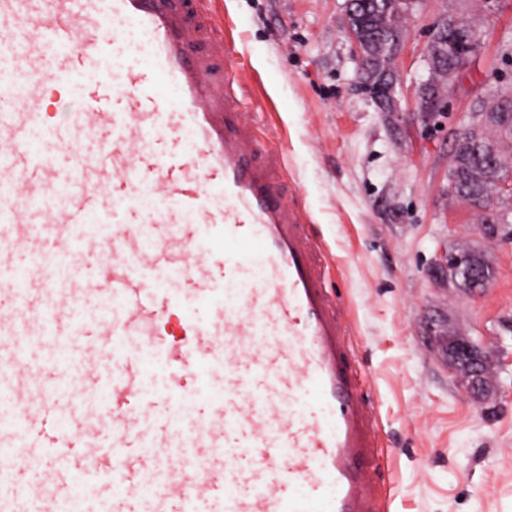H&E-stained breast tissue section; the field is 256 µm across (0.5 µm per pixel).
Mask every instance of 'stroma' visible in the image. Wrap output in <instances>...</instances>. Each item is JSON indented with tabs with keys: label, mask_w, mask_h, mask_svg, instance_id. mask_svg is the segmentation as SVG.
<instances>
[{
	"label": "stroma",
	"mask_w": 512,
	"mask_h": 512,
	"mask_svg": "<svg viewBox=\"0 0 512 512\" xmlns=\"http://www.w3.org/2000/svg\"><path fill=\"white\" fill-rule=\"evenodd\" d=\"M478 22L484 43L431 113L424 50L448 15ZM245 63L247 109L271 147L287 146L284 190L330 264L351 361L375 409L378 450L363 474L375 512H512V240L489 241L482 209L448 175L474 101L512 81V0H417L392 62L400 109L381 111L347 36L346 0H224ZM475 253L482 288L441 269ZM461 335L488 360L472 390L438 338Z\"/></svg>",
	"instance_id": "stroma-1"
}]
</instances>
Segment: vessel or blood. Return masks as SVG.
Returning a JSON list of instances; mask_svg holds the SVG:
<instances>
[{
    "instance_id": "1",
    "label": "vessel or blood",
    "mask_w": 512,
    "mask_h": 512,
    "mask_svg": "<svg viewBox=\"0 0 512 512\" xmlns=\"http://www.w3.org/2000/svg\"><path fill=\"white\" fill-rule=\"evenodd\" d=\"M221 5L0 0V335H82L80 302L112 304L86 363L6 361L24 443L0 482L37 446L66 487L111 482L112 512H370L373 408ZM80 388L105 404L75 429L50 395Z\"/></svg>"
}]
</instances>
